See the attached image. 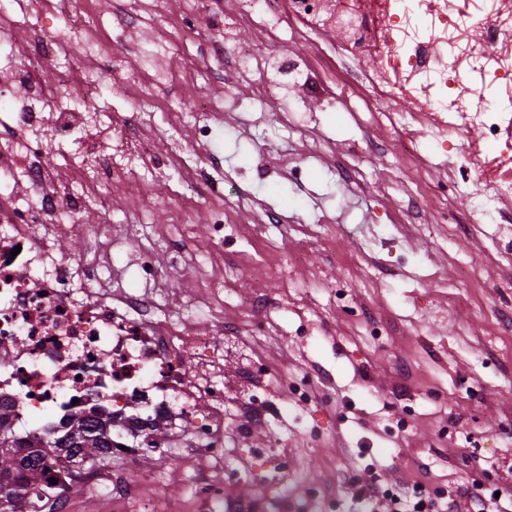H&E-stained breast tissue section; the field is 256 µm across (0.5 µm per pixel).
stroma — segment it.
Returning a JSON list of instances; mask_svg holds the SVG:
<instances>
[{
	"instance_id": "1",
	"label": "stroma",
	"mask_w": 512,
	"mask_h": 512,
	"mask_svg": "<svg viewBox=\"0 0 512 512\" xmlns=\"http://www.w3.org/2000/svg\"><path fill=\"white\" fill-rule=\"evenodd\" d=\"M29 3L10 0L0 51L24 67L35 60L39 35L64 42L71 27L92 28L99 56L89 62L74 50L69 62L89 68L99 110L126 113L144 98L156 107L146 138L157 157L175 151L189 164L224 168L223 196L198 208L178 166L163 167L143 199L89 197L77 223L121 231L108 282L148 288L160 318L192 321L208 311L195 297L212 272L215 225L261 229L224 248L226 262L256 268L234 280L224 311L236 319L241 346L272 372L307 382L312 401L277 396L268 425L225 448L240 473L225 482V498L260 495L267 512H280L282 499L316 488L325 512H363L357 490L374 478L410 493L423 487L431 512H467L465 491L477 483L499 490L504 512H512V328L503 320L512 313L505 285L512 246L498 225H465L466 204L454 196L473 136L446 152L419 134L423 161L412 168L383 152L385 127L318 67L321 51L338 41L332 31L280 44L327 83L329 98L303 94L300 80L269 59L265 28L247 23L230 38L267 57L266 70L225 83L224 62L210 51L218 35L210 18L237 14L239 0H73L65 19L35 15ZM187 13L193 28L170 44L164 79L131 95L113 57L136 65L155 52L168 18ZM200 102L214 114L206 138L188 121ZM287 110L299 129L284 145L271 127ZM284 148L292 162L282 172L273 163ZM269 209L280 223H265ZM148 241L158 273L146 284L137 271ZM269 267L308 290L260 321L252 300L272 287ZM272 434L288 444V476L270 471L261 485L249 473L248 451ZM141 475L175 503L194 491L193 473L182 466L141 462L129 476Z\"/></svg>"
}]
</instances>
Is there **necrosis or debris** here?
<instances>
[{"instance_id": "4bbe7bcc", "label": "necrosis or debris", "mask_w": 512, "mask_h": 512, "mask_svg": "<svg viewBox=\"0 0 512 512\" xmlns=\"http://www.w3.org/2000/svg\"><path fill=\"white\" fill-rule=\"evenodd\" d=\"M244 21L267 26L271 36L292 38L336 29L337 72L365 103L394 91L414 105L386 118L412 162L420 155L415 126L429 128L441 146L476 134L482 145L466 172L472 189L467 211L473 223L499 224L502 201L512 198V24L471 20L474 0H419L432 34L447 36L444 48L413 37L412 17L399 0H241ZM41 60L21 73L33 90L15 123L0 129V183L22 180L23 206L0 203V406L8 409L0 429L23 438H45L64 417L99 407L112 417V456L134 466L149 449L194 472L199 512H252L251 505L226 504L224 481L234 471L224 463V427L235 434L261 427L271 409L268 369L251 358L240 377L243 395L226 392L218 370L224 352L208 331V319L193 326L158 319L148 293L98 287L108 260L107 225H78L90 243L79 256L58 248L66 222L80 212L81 194L62 195L53 163L35 134L49 125L53 140L78 138L97 123L98 138L134 139L144 171L157 158L140 135L151 125L146 101L127 114L90 116L84 95L88 78L61 61L56 41L39 44ZM490 65L482 81L504 89L494 104L451 112L447 103L463 93L458 68L468 54ZM372 59V75L354 66ZM83 286H75L76 278ZM87 495L107 494L140 512H171L165 497H147L143 482L89 470Z\"/></svg>"}]
</instances>
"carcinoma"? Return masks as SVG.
Wrapping results in <instances>:
<instances>
[{"label":"carcinoma","instance_id":"1","mask_svg":"<svg viewBox=\"0 0 512 512\" xmlns=\"http://www.w3.org/2000/svg\"><path fill=\"white\" fill-rule=\"evenodd\" d=\"M112 434L101 423L89 419H73L64 433L46 443L0 434V489L6 487L16 501L11 512H53L49 503L55 500L51 487L38 484L47 463L56 459L67 462L64 489H81L80 476L74 470L89 466L105 468L112 463Z\"/></svg>","mask_w":512,"mask_h":512}]
</instances>
